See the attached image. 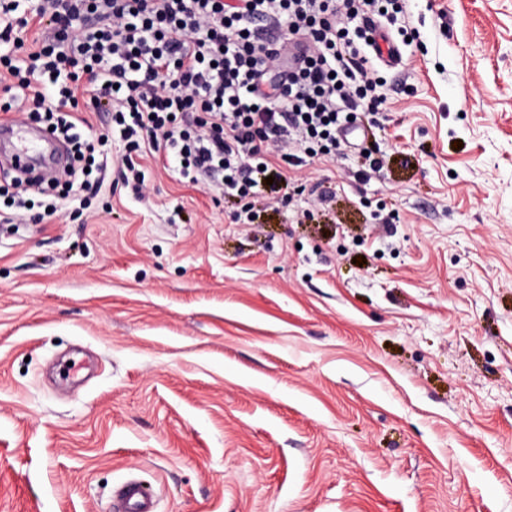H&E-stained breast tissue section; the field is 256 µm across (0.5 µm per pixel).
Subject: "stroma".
I'll return each mask as SVG.
<instances>
[{
	"instance_id": "35a3bbf8",
	"label": "stroma",
	"mask_w": 512,
	"mask_h": 512,
	"mask_svg": "<svg viewBox=\"0 0 512 512\" xmlns=\"http://www.w3.org/2000/svg\"><path fill=\"white\" fill-rule=\"evenodd\" d=\"M384 29L382 171L339 148L236 224L116 136L144 197L112 171L0 230V512H112L132 473L157 512H512V0Z\"/></svg>"
}]
</instances>
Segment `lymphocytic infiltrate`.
<instances>
[{
    "label": "lymphocytic infiltrate",
    "mask_w": 512,
    "mask_h": 512,
    "mask_svg": "<svg viewBox=\"0 0 512 512\" xmlns=\"http://www.w3.org/2000/svg\"><path fill=\"white\" fill-rule=\"evenodd\" d=\"M24 0H0V72L28 117L70 145L47 216L73 190L100 187L108 135L78 133L81 108L111 116L132 149L176 162L182 178L237 198L235 223L280 164L329 158L359 112H379L382 78L361 43L401 0H37L43 38L27 45Z\"/></svg>",
    "instance_id": "lymphocytic-infiltrate-1"
}]
</instances>
